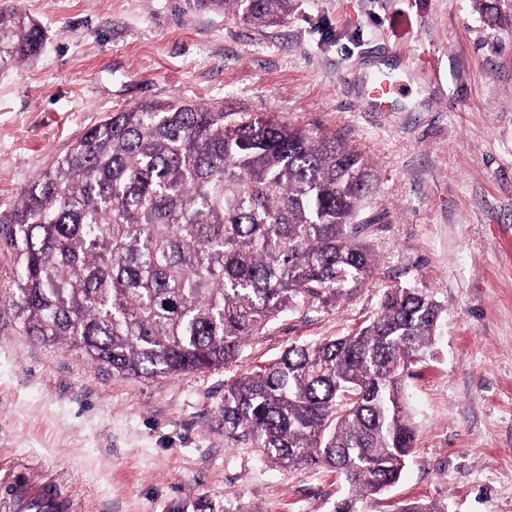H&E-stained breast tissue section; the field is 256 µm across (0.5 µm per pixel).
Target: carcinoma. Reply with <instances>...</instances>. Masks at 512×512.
<instances>
[{
  "instance_id": "cac0c4a2",
  "label": "carcinoma",
  "mask_w": 512,
  "mask_h": 512,
  "mask_svg": "<svg viewBox=\"0 0 512 512\" xmlns=\"http://www.w3.org/2000/svg\"><path fill=\"white\" fill-rule=\"evenodd\" d=\"M260 26L288 0H200ZM41 26L0 3V72L37 60ZM370 173L334 136L274 112L174 99L110 113L0 216L13 257L3 298L23 332L67 341L116 376L226 368L282 316L363 287L359 220ZM443 308L390 288L363 327L288 346L224 391V428L289 467L323 464L335 512L398 482L416 440L402 377L433 346ZM403 512H446L412 499Z\"/></svg>"
}]
</instances>
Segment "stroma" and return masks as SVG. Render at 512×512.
<instances>
[{
    "mask_svg": "<svg viewBox=\"0 0 512 512\" xmlns=\"http://www.w3.org/2000/svg\"><path fill=\"white\" fill-rule=\"evenodd\" d=\"M47 34L0 73V212L108 114L174 97L276 112L337 136L371 172L378 266L340 304L252 337L230 367L118 377L0 313V478L60 483L77 512H334L341 484L224 434V387L290 344L363 325L386 289H428L446 312L403 391L416 441L399 483L447 512H512V27L474 0H291L256 26L196 0H13ZM386 71V111L362 94Z\"/></svg>",
    "mask_w": 512,
    "mask_h": 512,
    "instance_id": "1",
    "label": "stroma"
}]
</instances>
